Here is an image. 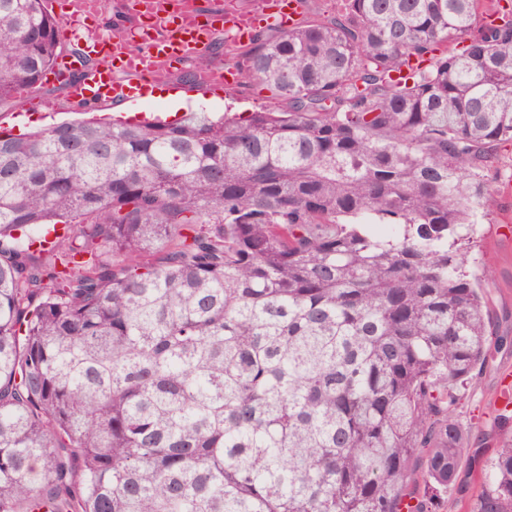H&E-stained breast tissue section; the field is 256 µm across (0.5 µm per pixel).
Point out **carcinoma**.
<instances>
[{
	"label": "carcinoma",
	"mask_w": 512,
	"mask_h": 512,
	"mask_svg": "<svg viewBox=\"0 0 512 512\" xmlns=\"http://www.w3.org/2000/svg\"><path fill=\"white\" fill-rule=\"evenodd\" d=\"M338 2L243 46L272 110L0 129V512H443L512 9ZM69 52L0 0V107ZM471 462L512 512V440Z\"/></svg>",
	"instance_id": "1"
}]
</instances>
